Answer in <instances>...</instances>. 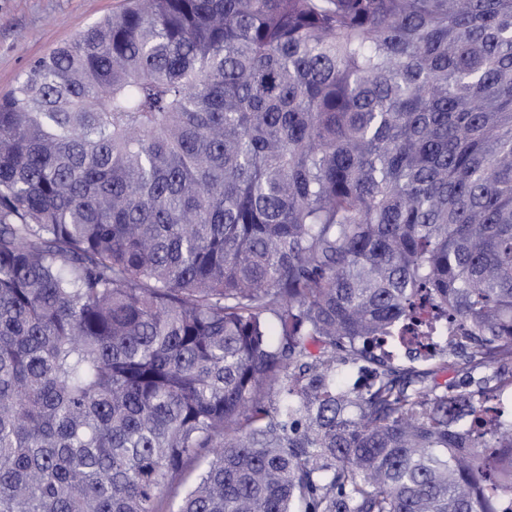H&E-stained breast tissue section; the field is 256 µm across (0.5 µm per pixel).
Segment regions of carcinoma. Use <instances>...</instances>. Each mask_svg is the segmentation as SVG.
<instances>
[{
	"label": "carcinoma",
	"mask_w": 512,
	"mask_h": 512,
	"mask_svg": "<svg viewBox=\"0 0 512 512\" xmlns=\"http://www.w3.org/2000/svg\"><path fill=\"white\" fill-rule=\"evenodd\" d=\"M426 312L512 359V0H129L0 98V512H500L452 361L336 385Z\"/></svg>",
	"instance_id": "1"
}]
</instances>
